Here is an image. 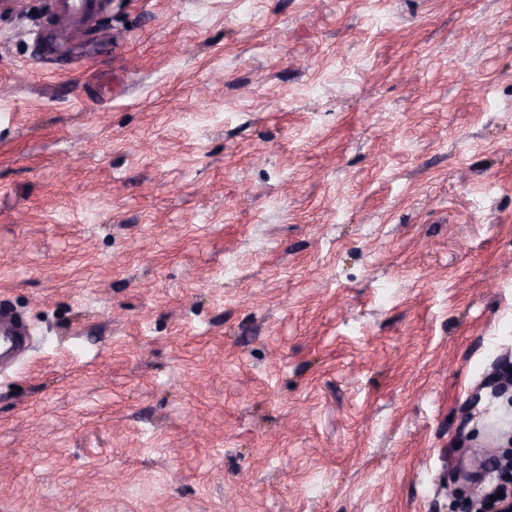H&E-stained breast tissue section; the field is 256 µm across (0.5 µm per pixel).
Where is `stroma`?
<instances>
[{"instance_id":"35a3bbf8","label":"stroma","mask_w":512,"mask_h":512,"mask_svg":"<svg viewBox=\"0 0 512 512\" xmlns=\"http://www.w3.org/2000/svg\"><path fill=\"white\" fill-rule=\"evenodd\" d=\"M0 8V512H448L512 446V0Z\"/></svg>"}]
</instances>
